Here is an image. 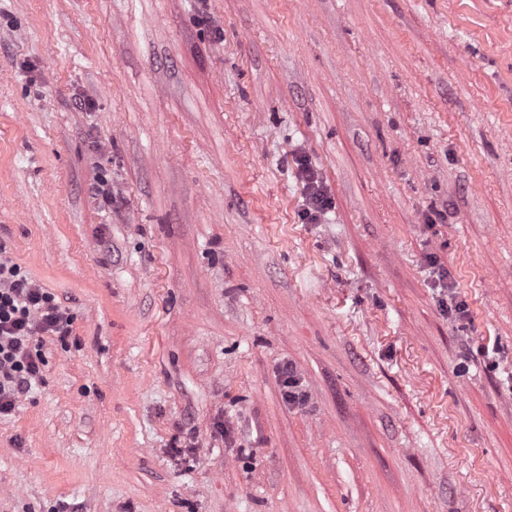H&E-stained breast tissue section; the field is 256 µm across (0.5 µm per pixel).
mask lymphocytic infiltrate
<instances>
[{
	"mask_svg": "<svg viewBox=\"0 0 512 512\" xmlns=\"http://www.w3.org/2000/svg\"><path fill=\"white\" fill-rule=\"evenodd\" d=\"M0 243V417L43 379L39 340H66L74 316L51 292L6 255Z\"/></svg>",
	"mask_w": 512,
	"mask_h": 512,
	"instance_id": "f902f5d3",
	"label": "lymphocytic infiltrate"
}]
</instances>
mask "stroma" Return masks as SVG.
Returning <instances> with one entry per match:
<instances>
[{"instance_id": "35a3bbf8", "label": "stroma", "mask_w": 512, "mask_h": 512, "mask_svg": "<svg viewBox=\"0 0 512 512\" xmlns=\"http://www.w3.org/2000/svg\"><path fill=\"white\" fill-rule=\"evenodd\" d=\"M0 242V512H512V0H0ZM303 172L307 181L308 198L307 207L303 211L304 219L314 222L319 219V214L323 213L329 206V200L321 185L315 178L312 170L306 165ZM6 253L0 243V417L11 415L18 398L43 381L40 338L57 336L64 343L74 323L55 295ZM279 374L283 379L286 388L287 400L292 403L304 404L307 400L305 393L298 391V380L296 378L294 367L291 363L285 362L279 366Z\"/></svg>"}]
</instances>
